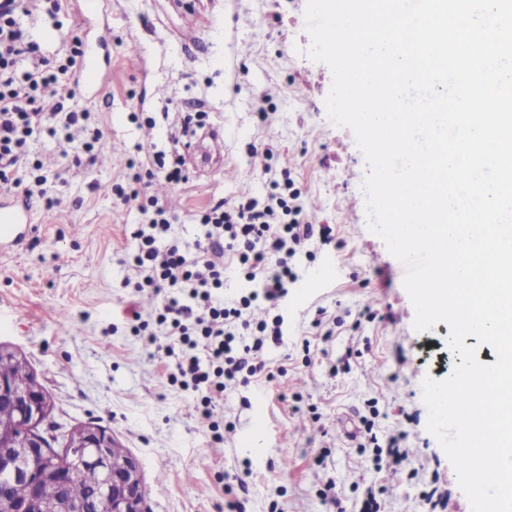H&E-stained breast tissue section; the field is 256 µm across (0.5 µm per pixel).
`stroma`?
Wrapping results in <instances>:
<instances>
[{"label": "stroma", "instance_id": "obj_1", "mask_svg": "<svg viewBox=\"0 0 512 512\" xmlns=\"http://www.w3.org/2000/svg\"><path fill=\"white\" fill-rule=\"evenodd\" d=\"M102 0L112 41L98 48L103 88L81 85L69 66L89 37L80 0H24L18 21L50 66L68 65L74 95L103 132L96 155L80 130L41 129L18 174L46 175L31 206L35 229L0 254V344L25 353L54 401L59 433L92 421L111 430L140 464L147 512H424L423 494L448 498L445 512H471L456 474L427 430L424 377L447 378L459 358L449 327L413 328L400 262L367 226L366 163L353 132L334 125L325 98L329 67L306 54V0ZM195 112L204 123L187 122ZM179 161L183 179L157 180L173 235L202 236V211L247 193L265 199L291 179L312 224L334 242L312 245L279 307L253 303L252 321H281L283 342L263 357L271 380L227 390L213 409L233 433L214 442L188 393L172 386L173 357L135 335L123 315L139 273L129 259L143 216L140 198L117 200L129 162L149 152ZM374 416L376 444L354 434ZM405 431L410 463L378 471L372 459Z\"/></svg>", "mask_w": 512, "mask_h": 512}]
</instances>
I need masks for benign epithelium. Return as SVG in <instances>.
I'll return each mask as SVG.
<instances>
[{
  "mask_svg": "<svg viewBox=\"0 0 512 512\" xmlns=\"http://www.w3.org/2000/svg\"><path fill=\"white\" fill-rule=\"evenodd\" d=\"M50 405V397L37 380L21 384L0 377V407L14 415L12 427L0 430V502L9 504L8 512H84L83 504L76 500L46 501L41 495V482L48 476L66 483L77 468H89L98 474V512H143L146 490L139 463L129 457L119 466L114 464L113 436L107 428L92 422L79 427L63 457L47 450L35 429L46 422ZM36 459L41 466H32ZM18 484L28 488L21 500L13 496Z\"/></svg>",
  "mask_w": 512,
  "mask_h": 512,
  "instance_id": "7a95c632",
  "label": "benign epithelium"
}]
</instances>
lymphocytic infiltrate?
<instances>
[{
    "mask_svg": "<svg viewBox=\"0 0 512 512\" xmlns=\"http://www.w3.org/2000/svg\"><path fill=\"white\" fill-rule=\"evenodd\" d=\"M16 11L17 0H0V183L15 187L21 184L17 164L45 121L36 106L38 93L46 91L62 101L73 95L70 84L36 65L38 48L25 37ZM159 173L174 184L182 179L180 169L167 165L159 153L152 168L136 170L131 177L147 195L143 222L133 234L132 259L140 272L134 288L163 296L156 323L168 339L167 352L177 355L169 380L192 394L213 439L220 441L224 433L212 419L215 404L229 387L261 375L265 347L282 341L280 327L250 323L246 314L254 300L275 305L287 295L288 262L313 240L314 228L302 220L300 193L294 190L271 194L262 206L251 199L216 205L200 217L202 238L193 247L181 246L167 239L172 226L168 210L147 194ZM230 253L246 266V277L257 290L229 308L219 292Z\"/></svg>",
    "mask_w": 512,
    "mask_h": 512,
    "instance_id": "lymphocytic-infiltrate-1",
    "label": "lymphocytic infiltrate"
}]
</instances>
